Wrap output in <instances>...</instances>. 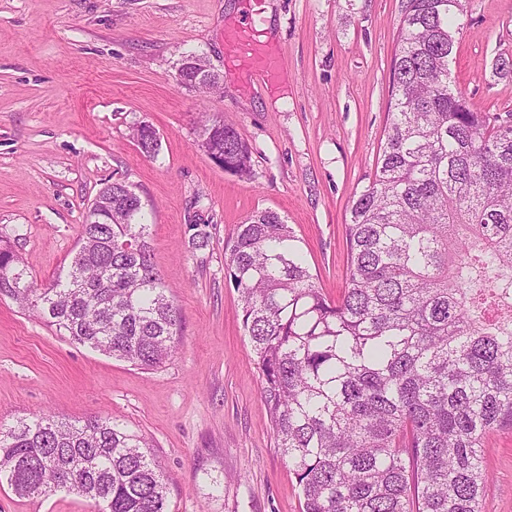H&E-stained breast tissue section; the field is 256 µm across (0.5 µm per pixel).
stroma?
Returning <instances> with one entry per match:
<instances>
[{
	"instance_id": "35a3bbf8",
	"label": "stroma",
	"mask_w": 512,
	"mask_h": 512,
	"mask_svg": "<svg viewBox=\"0 0 512 512\" xmlns=\"http://www.w3.org/2000/svg\"><path fill=\"white\" fill-rule=\"evenodd\" d=\"M451 57L476 108L512 111V0H465ZM249 0H0V238L32 281L65 272L104 183L141 198L153 262L182 316L176 351L142 370L70 343L0 297V423L49 413L112 414L143 435L167 477L169 512H302L272 434L261 373L224 248L271 209L304 244L316 282L338 297L345 224L384 141L400 0H266L263 37L279 70L261 84L228 60L227 25ZM205 57L220 90L181 86L183 56ZM235 125L251 172H224L203 146V115ZM159 137L144 156L139 123ZM200 217L206 248L192 245ZM483 512H512V430L488 436ZM0 512H99L65 490L0 487Z\"/></svg>"
}]
</instances>
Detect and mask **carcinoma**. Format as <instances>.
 Masks as SVG:
<instances>
[{
	"label": "carcinoma",
	"mask_w": 512,
	"mask_h": 512,
	"mask_svg": "<svg viewBox=\"0 0 512 512\" xmlns=\"http://www.w3.org/2000/svg\"><path fill=\"white\" fill-rule=\"evenodd\" d=\"M463 12V0H401L385 140L352 199L339 298L316 285L301 239L273 210L237 225L225 247L303 512H482L484 441L512 430V112L477 110L451 79ZM202 133L225 172H250L233 125ZM133 138L157 154L151 126ZM142 219L121 183L102 187L66 272L42 288L0 239V296L72 342L160 367L181 317ZM147 447L108 415L20 419L0 427V486L168 512Z\"/></svg>",
	"instance_id": "1"
}]
</instances>
